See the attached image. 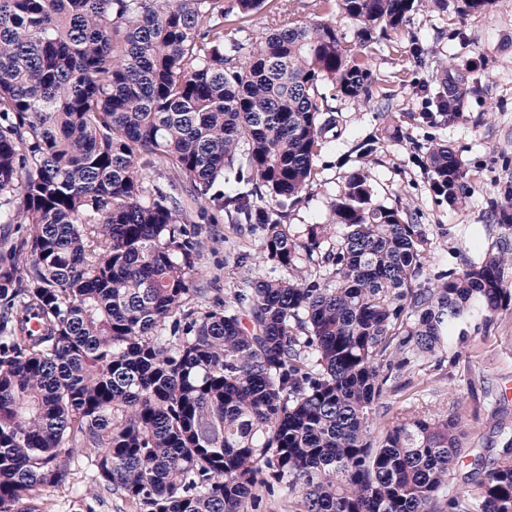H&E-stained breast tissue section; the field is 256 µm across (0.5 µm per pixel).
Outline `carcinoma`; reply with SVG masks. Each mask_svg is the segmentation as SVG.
<instances>
[{
	"label": "carcinoma",
	"mask_w": 512,
	"mask_h": 512,
	"mask_svg": "<svg viewBox=\"0 0 512 512\" xmlns=\"http://www.w3.org/2000/svg\"><path fill=\"white\" fill-rule=\"evenodd\" d=\"M428 1L448 5L320 6L367 46ZM279 2L0 0V512L68 482L77 439L148 512H252L260 488L302 492L296 512H512V435L490 458L456 414L372 426L403 370L512 307V243L431 271L436 242L374 202L364 170L306 240L290 234L284 208L336 127L319 86L364 104L371 72ZM266 6L270 31L242 36ZM461 99L445 77L423 117L450 124ZM148 157L228 223L261 225L270 272L190 306L201 244L181 198L145 182ZM425 164L462 203L454 151Z\"/></svg>",
	"instance_id": "obj_1"
}]
</instances>
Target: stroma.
<instances>
[{
    "label": "stroma",
    "instance_id": "obj_1",
    "mask_svg": "<svg viewBox=\"0 0 512 512\" xmlns=\"http://www.w3.org/2000/svg\"><path fill=\"white\" fill-rule=\"evenodd\" d=\"M457 5L458 0H448L445 10L421 9L405 33L372 45V98L367 105L328 97L338 119L337 134L317 157L301 201L288 211L286 227L298 240H305L309 226L329 214L348 176L362 164L355 145L369 138L376 141L369 161L373 199L417 213L419 224L437 241L431 268L446 266L460 253L479 255L497 240H512V226L499 224L492 207L512 194V0H494L489 12L464 17ZM414 38L427 50L420 63L409 52ZM443 74L464 89L463 104L454 122L430 125L421 114L428 90ZM436 142L454 148L463 163L462 204L438 202L429 170L417 161ZM184 205L197 221L202 243L193 272L202 293L193 303L215 309L243 275L267 272L256 250L262 229L226 223L205 198L188 199ZM241 253L247 256L243 265L237 262ZM404 381L385 400L389 416L412 402L435 414H458L468 443L497 456L500 428H512V393L505 391L512 381V309L432 362L429 373L408 372ZM73 457L67 483L25 493L24 505L36 512H145L96 481L84 449H74Z\"/></svg>",
    "mask_w": 512,
    "mask_h": 512
}]
</instances>
